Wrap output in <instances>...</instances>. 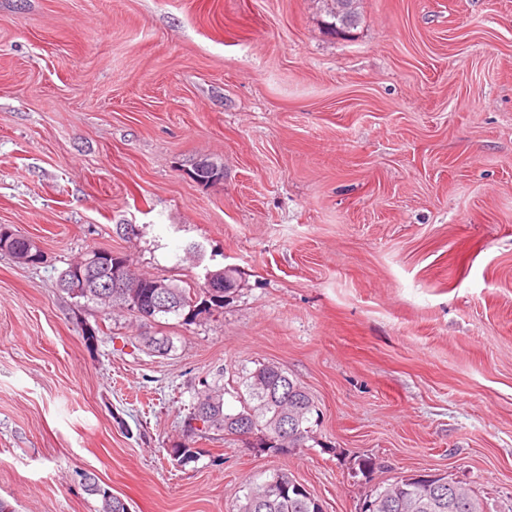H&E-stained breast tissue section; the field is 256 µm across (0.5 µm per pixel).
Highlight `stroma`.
Returning <instances> with one entry per match:
<instances>
[{
    "instance_id": "35a3bbf8",
    "label": "stroma",
    "mask_w": 512,
    "mask_h": 512,
    "mask_svg": "<svg viewBox=\"0 0 512 512\" xmlns=\"http://www.w3.org/2000/svg\"><path fill=\"white\" fill-rule=\"evenodd\" d=\"M359 13L335 34L323 0H0V225L45 253L0 251L16 512H98L86 472L130 512H233L279 471L324 512L418 471L512 512V0ZM93 249L238 286L143 324L59 288ZM267 362L314 399L309 440L186 434L203 383L235 412Z\"/></svg>"
}]
</instances>
